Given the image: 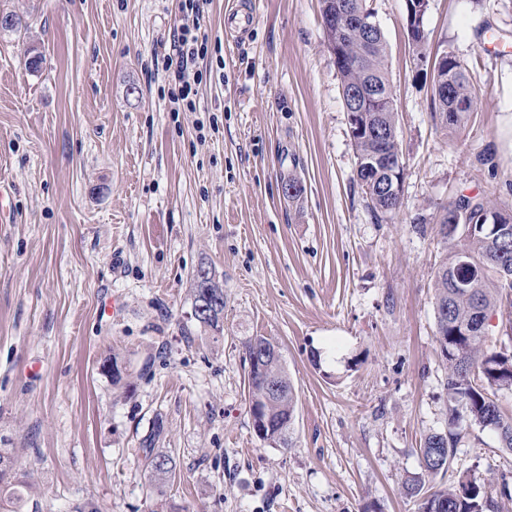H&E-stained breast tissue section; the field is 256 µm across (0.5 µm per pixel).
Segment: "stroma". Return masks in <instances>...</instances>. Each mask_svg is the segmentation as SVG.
<instances>
[{"label":"stroma","instance_id":"stroma-1","mask_svg":"<svg viewBox=\"0 0 512 512\" xmlns=\"http://www.w3.org/2000/svg\"><path fill=\"white\" fill-rule=\"evenodd\" d=\"M254 2L233 41L227 0H208L211 80L177 112L163 57L179 0H0L22 19L0 29V448L43 512H150L139 442L158 414L186 512H418L405 482L512 471L474 426L447 473L418 455L448 426L437 227L463 195L512 213V0L431 2L429 51L466 62L480 95L460 134L433 118L404 0H373L405 162L402 206L382 219L357 182L320 0ZM202 265L224 287L218 340L191 317ZM256 335L296 389L287 449L251 427ZM114 355L126 385L102 368Z\"/></svg>","mask_w":512,"mask_h":512}]
</instances>
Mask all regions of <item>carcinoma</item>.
Masks as SVG:
<instances>
[{
    "instance_id": "cac0c4a2",
    "label": "carcinoma",
    "mask_w": 512,
    "mask_h": 512,
    "mask_svg": "<svg viewBox=\"0 0 512 512\" xmlns=\"http://www.w3.org/2000/svg\"><path fill=\"white\" fill-rule=\"evenodd\" d=\"M320 3L324 18L336 10V5L342 4L353 15L375 19L370 0H320ZM336 41L341 42L340 50L346 61L355 58L362 48L357 35L352 32L338 37L335 29L325 30L326 44ZM367 54L363 73L347 65L340 67L342 83L352 84L366 79L384 92L391 90L387 44L382 29L369 33ZM446 57L448 69L441 75L448 81V96L432 97L433 110L438 113L441 128L462 132L477 110L479 93L470 83L464 61L452 52ZM396 114V100L390 94L380 110L371 113L374 121L385 131L384 139L378 145L361 136L353 137L355 154L363 157L379 149L390 158L397 157L400 147ZM359 185L378 217L393 214L387 197L378 187L362 181ZM457 210L470 211L472 219L485 214L496 216L508 225L507 239L511 244L503 250L492 244L486 235H465L461 232L445 239L449 244V254L442 260L436 274L435 303L448 308V317L436 321V339L448 362V435L443 438L437 433L426 436L419 452L425 455L434 452L450 459L454 457L461 438V430L455 427V423L462 415L467 416L473 426L493 427L500 447L512 452V417L502 412L495 399L498 391L512 389V350L487 348V331L481 329V324L490 319L498 308L506 304L512 307V290L505 287L501 277V268L512 270V214L499 211L488 197L477 193L462 195L449 204L441 223H452ZM464 258L469 260L474 273L460 288L451 285L448 276L460 271V261ZM192 298V317L196 323L215 333H223L224 288L216 281L213 270L205 265L194 274ZM243 349L249 364L256 354L264 358L262 373L252 369L248 371L249 412H259L267 423L265 437L261 441L271 448H287L289 422L295 418L297 397L282 351L266 336L246 338ZM164 433V420L158 415L150 433L141 440L140 450L150 471L149 497L154 501L151 512H178L167 501L164 490L175 471L173 458L157 448ZM423 488L424 484L419 479L405 486L407 494L423 495L420 512H495V502L487 495L483 481L467 478L455 486L430 493ZM41 496L40 487L15 469L9 450L0 448V512H26L28 506L31 512H40Z\"/></svg>"
}]
</instances>
